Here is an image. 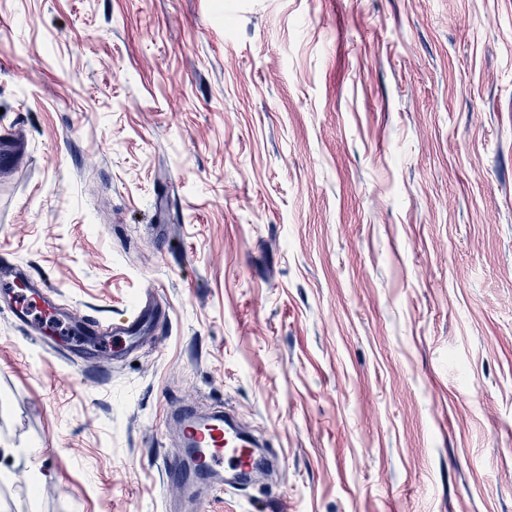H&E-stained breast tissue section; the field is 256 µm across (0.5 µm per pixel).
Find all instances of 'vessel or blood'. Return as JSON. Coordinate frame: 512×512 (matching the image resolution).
<instances>
[{
	"mask_svg": "<svg viewBox=\"0 0 512 512\" xmlns=\"http://www.w3.org/2000/svg\"><path fill=\"white\" fill-rule=\"evenodd\" d=\"M0 294L8 302V311L19 326L41 331L43 315L49 304L44 293L34 281H21L13 275L11 267H0ZM156 319V304L146 298L124 321L111 324L113 336L136 341ZM62 334L74 336L76 340L97 338L101 329L94 319L85 315L68 313L60 326ZM183 440L200 448L196 458L169 456L162 468L167 480H183L189 498L198 500L211 492L221 490L224 484L247 481L255 470L258 458L250 444L245 443L235 425L220 413L201 417L190 410H179L177 414Z\"/></svg>",
	"mask_w": 512,
	"mask_h": 512,
	"instance_id": "b4317fda",
	"label": "vessel or blood"
}]
</instances>
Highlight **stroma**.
Listing matches in <instances>:
<instances>
[{
    "label": "stroma",
    "instance_id": "1",
    "mask_svg": "<svg viewBox=\"0 0 512 512\" xmlns=\"http://www.w3.org/2000/svg\"><path fill=\"white\" fill-rule=\"evenodd\" d=\"M0 512H165L179 405L276 459L200 512H512V0H0ZM25 152V146L11 142L1 135L0 139V170L2 172L13 170L19 157ZM24 284V286H21ZM21 291H20V290ZM0 294H4L9 305L7 309L16 324L29 328L34 333L42 331L43 313L50 304L39 285L31 280L18 279L10 266L0 267ZM29 299L35 301V305ZM156 304L150 296L146 300L140 301L136 309L124 321L113 323L106 329H102L96 324L94 319L85 315L69 312L66 322L60 325L61 333L74 336V342L79 343L87 336L90 338H102L100 334H109L116 337V341H122V338H128L131 348L137 347V338L147 327H149L156 319Z\"/></svg>",
    "mask_w": 512,
    "mask_h": 512
}]
</instances>
